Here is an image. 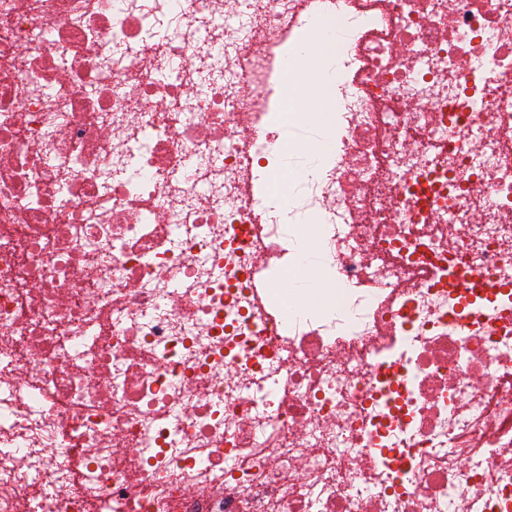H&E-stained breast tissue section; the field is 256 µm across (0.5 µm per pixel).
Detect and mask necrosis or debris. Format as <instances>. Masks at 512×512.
<instances>
[{
	"label": "necrosis or debris",
	"instance_id": "obj_1",
	"mask_svg": "<svg viewBox=\"0 0 512 512\" xmlns=\"http://www.w3.org/2000/svg\"><path fill=\"white\" fill-rule=\"evenodd\" d=\"M0 512H512V0H0Z\"/></svg>",
	"mask_w": 512,
	"mask_h": 512
}]
</instances>
